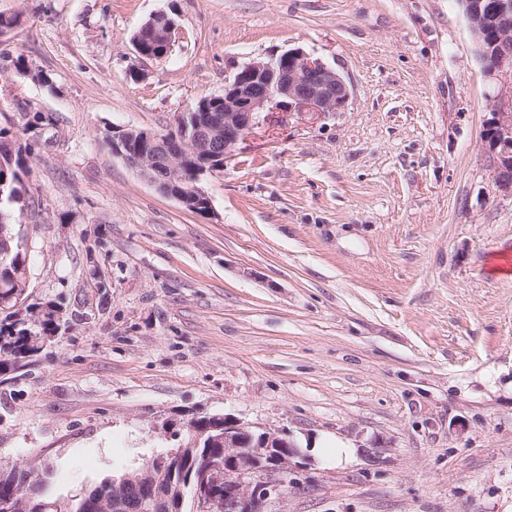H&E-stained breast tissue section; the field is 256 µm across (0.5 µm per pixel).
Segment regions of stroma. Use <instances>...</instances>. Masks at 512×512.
Here are the masks:
<instances>
[{"label": "stroma", "mask_w": 512, "mask_h": 512, "mask_svg": "<svg viewBox=\"0 0 512 512\" xmlns=\"http://www.w3.org/2000/svg\"><path fill=\"white\" fill-rule=\"evenodd\" d=\"M159 11L178 39L140 59ZM14 13L0 130L32 199L12 221L29 302L62 318L0 375V466L66 497L225 413L304 457L271 512H512V191L461 0H0ZM294 48L347 105L269 113L202 181L210 214L113 154L111 128L167 132ZM151 26L156 33L159 35V39H157L155 46L158 47L155 53H151L149 56L144 55L141 52V45L145 50L154 51L153 48V36L150 28H147L146 25ZM179 25L168 14L163 12H157L151 15L146 22L142 24V26L137 30L134 34L138 36L137 39H133V45L136 53L139 58L145 60H157L162 59L168 55L171 51L174 41V34L178 33ZM141 43V45L139 44Z\"/></svg>", "instance_id": "1"}]
</instances>
